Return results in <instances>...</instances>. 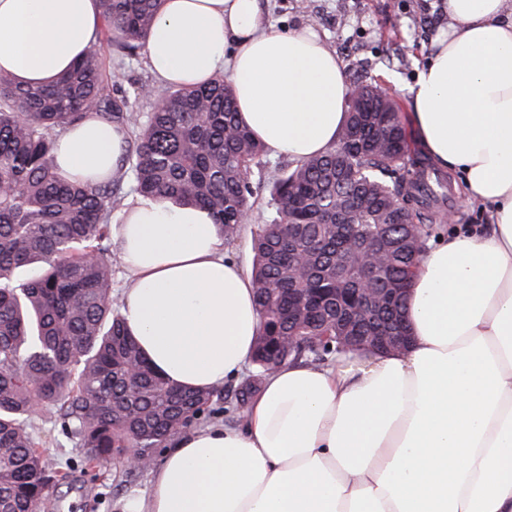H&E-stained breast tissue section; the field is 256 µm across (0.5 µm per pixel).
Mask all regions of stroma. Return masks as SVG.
<instances>
[{"instance_id":"1","label":"stroma","mask_w":512,"mask_h":512,"mask_svg":"<svg viewBox=\"0 0 512 512\" xmlns=\"http://www.w3.org/2000/svg\"><path fill=\"white\" fill-rule=\"evenodd\" d=\"M270 21L280 31L313 26L336 53L350 81L365 80L385 88L409 114L408 89L424 64L431 40L447 20L439 0H263ZM266 167L254 182V205L247 224L224 246L226 257L251 268V230L275 218L268 187L284 155H266ZM52 475H63L49 495L62 512H125L129 499L148 495L150 471L133 472L124 464H87L83 453L63 433L58 421L42 417L35 422Z\"/></svg>"}]
</instances>
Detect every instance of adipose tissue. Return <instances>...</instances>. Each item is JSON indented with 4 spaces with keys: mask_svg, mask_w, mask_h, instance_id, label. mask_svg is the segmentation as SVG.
Returning <instances> with one entry per match:
<instances>
[{
    "mask_svg": "<svg viewBox=\"0 0 512 512\" xmlns=\"http://www.w3.org/2000/svg\"><path fill=\"white\" fill-rule=\"evenodd\" d=\"M445 35L409 90L422 153L459 172L484 224L425 250L406 295L402 353L267 375L245 420L173 437L128 512H512V0H442ZM98 0H0V71L48 85L97 42ZM183 86L225 77L238 117L273 155L333 147L352 85L308 28H275L262 0H161L144 47ZM125 134L87 116L56 139L75 180L115 173ZM123 313L170 383L239 377L259 330L250 273L225 259L210 214L138 199L113 225Z\"/></svg>",
    "mask_w": 512,
    "mask_h": 512,
    "instance_id": "obj_1",
    "label": "adipose tissue"
}]
</instances>
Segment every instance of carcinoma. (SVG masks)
<instances>
[{
  "label": "carcinoma",
  "mask_w": 512,
  "mask_h": 512,
  "mask_svg": "<svg viewBox=\"0 0 512 512\" xmlns=\"http://www.w3.org/2000/svg\"><path fill=\"white\" fill-rule=\"evenodd\" d=\"M103 36L53 84L22 86L0 72V512H43L49 497L33 423L48 407L90 462L152 449L198 420L224 392L189 391L160 376L112 298V211L134 193L208 210L224 240L251 212L265 150L242 125L223 78L201 86L138 88L146 121L117 94L120 71L105 72L117 46L144 47L160 0H99ZM334 147L297 161L272 185L277 214L251 231L252 277L261 318L251 377L234 393L244 409L265 377L311 357L342 358L345 337L361 352L404 336L411 278L444 200L412 155L399 106L373 83L359 84ZM94 113L129 132L118 175L74 182L53 166L61 130ZM381 253L360 297L357 258Z\"/></svg>",
  "instance_id": "1"
}]
</instances>
